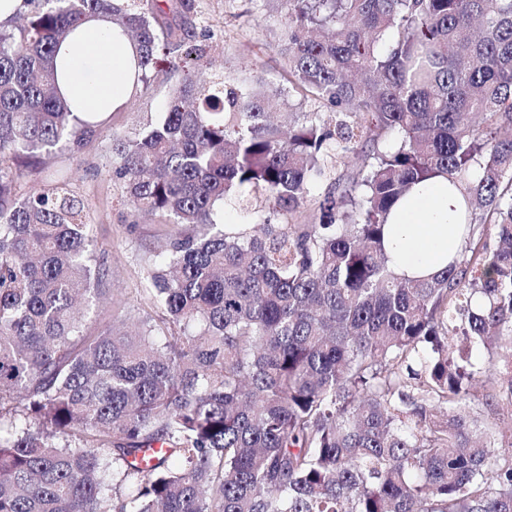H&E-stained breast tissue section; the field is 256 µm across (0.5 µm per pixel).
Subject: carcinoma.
<instances>
[{"instance_id": "carcinoma-1", "label": "carcinoma", "mask_w": 512, "mask_h": 512, "mask_svg": "<svg viewBox=\"0 0 512 512\" xmlns=\"http://www.w3.org/2000/svg\"><path fill=\"white\" fill-rule=\"evenodd\" d=\"M42 2L0 20V512H512V438L488 451L471 389L473 347L512 349V0H279L288 83L330 120L185 74L156 124L112 138L130 223L176 227L145 249L154 312L95 332L87 201L61 173L17 186L100 126L62 99V43L108 20L142 91L193 54L196 0ZM351 153L358 175H334ZM442 175L460 253L401 278L387 215ZM253 196L262 223L219 221Z\"/></svg>"}]
</instances>
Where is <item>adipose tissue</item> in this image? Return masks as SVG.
<instances>
[{
	"label": "adipose tissue",
	"instance_id": "adipose-tissue-1",
	"mask_svg": "<svg viewBox=\"0 0 512 512\" xmlns=\"http://www.w3.org/2000/svg\"><path fill=\"white\" fill-rule=\"evenodd\" d=\"M61 56L72 78L62 94L71 111L95 114L123 107L134 92L127 79L133 46L111 23L95 19L66 43ZM465 201L459 183L436 177L414 185L391 209L384 229L395 271L410 279L431 277L459 253Z\"/></svg>",
	"mask_w": 512,
	"mask_h": 512
}]
</instances>
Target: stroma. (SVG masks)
<instances>
[{"label": "stroma", "mask_w": 512, "mask_h": 512, "mask_svg": "<svg viewBox=\"0 0 512 512\" xmlns=\"http://www.w3.org/2000/svg\"><path fill=\"white\" fill-rule=\"evenodd\" d=\"M282 20L276 0H197L194 22L206 32L196 41L203 65L193 64L186 70L164 68L147 92L134 96L122 110L103 114L101 129L80 154L59 152L48 159V169L67 172L71 189L88 201L95 250L106 265L108 290L97 303L92 329L111 324L120 305L145 306L144 251L165 243L170 232L168 225L152 217L140 218L135 224L126 221L123 186L112 175L113 137L131 135L157 121L165 110L170 86L187 71L201 83L217 75L236 82L258 74L269 88L288 90L274 50ZM473 356L493 369L492 377L480 379L475 391L484 419L495 427L500 417L512 413V405L495 395V383L512 369V357L491 356L481 348L474 349Z\"/></svg>", "instance_id": "1"}]
</instances>
